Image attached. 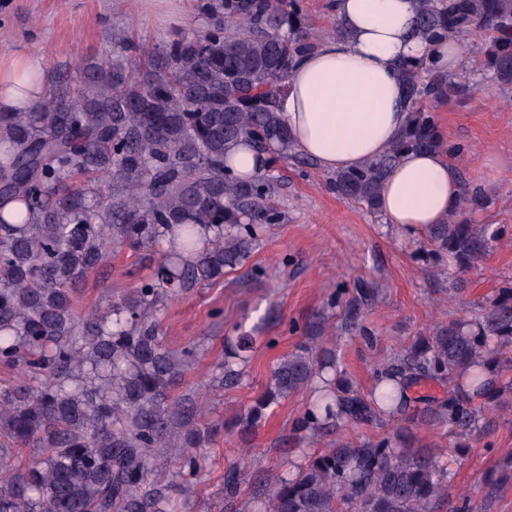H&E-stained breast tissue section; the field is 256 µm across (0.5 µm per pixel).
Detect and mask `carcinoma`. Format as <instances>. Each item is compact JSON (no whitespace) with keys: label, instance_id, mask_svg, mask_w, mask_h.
<instances>
[{"label":"carcinoma","instance_id":"cac0c4a2","mask_svg":"<svg viewBox=\"0 0 512 512\" xmlns=\"http://www.w3.org/2000/svg\"><path fill=\"white\" fill-rule=\"evenodd\" d=\"M203 30L148 52L134 41L86 67L81 88L56 93L27 112H0V364L30 384L0 388V512H170L173 488L200 469L197 449L217 426L204 420L193 391L178 392L194 344L169 347L154 316L179 292L213 284L247 259L259 232L277 224L273 185L260 175L226 172V153L241 143L272 153L295 149L277 98L295 62L320 38L305 24L304 0H198ZM426 40L485 38L481 67L512 89V0H417ZM410 100L409 126L379 159L337 172V193L374 208L402 151L448 153L426 103L466 88L461 76L428 74L424 61L400 66ZM95 175L101 187L73 184ZM484 205L463 190L441 224L425 232L418 259L448 263V300L458 276L502 236L466 215ZM161 254L154 276L112 296L85 317L76 287L115 247ZM305 337L281 358L265 390L234 416L243 441L267 410L304 389L316 399L295 419L301 439L329 447L259 484L239 512H436L448 501V470L425 434L453 437L467 455L499 412H512V283L477 309L433 323L403 352L373 371L364 393L338 369L336 343ZM253 346L224 338V363L209 387H235ZM433 383L438 396L417 395ZM391 431L352 441L349 426ZM43 449L20 464L12 448ZM242 474L224 473V500L238 499ZM512 486V456L485 479V494L455 507L484 512L485 501Z\"/></svg>","mask_w":512,"mask_h":512}]
</instances>
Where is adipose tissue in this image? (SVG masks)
<instances>
[{
    "mask_svg": "<svg viewBox=\"0 0 512 512\" xmlns=\"http://www.w3.org/2000/svg\"><path fill=\"white\" fill-rule=\"evenodd\" d=\"M332 11L339 34L299 59L279 97L296 149L327 172L360 168L404 134L403 61L421 59L451 74L464 65L456 43L420 38L415 0H332ZM41 70L37 58L0 64V112H23L43 99ZM461 190L446 156L408 151L389 170L378 211L386 223L418 232L442 223Z\"/></svg>",
    "mask_w": 512,
    "mask_h": 512,
    "instance_id": "adipose-tissue-1",
    "label": "adipose tissue"
}]
</instances>
